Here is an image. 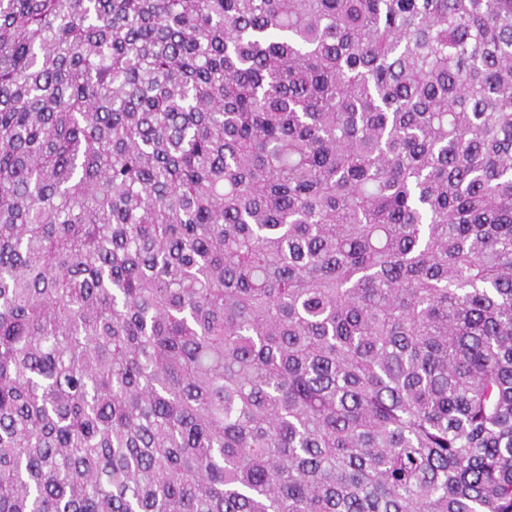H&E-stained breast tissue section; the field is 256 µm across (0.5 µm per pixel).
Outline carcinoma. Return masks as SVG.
<instances>
[{
	"mask_svg": "<svg viewBox=\"0 0 512 512\" xmlns=\"http://www.w3.org/2000/svg\"><path fill=\"white\" fill-rule=\"evenodd\" d=\"M0 512H512V0H0Z\"/></svg>",
	"mask_w": 512,
	"mask_h": 512,
	"instance_id": "cac0c4a2",
	"label": "carcinoma"
}]
</instances>
